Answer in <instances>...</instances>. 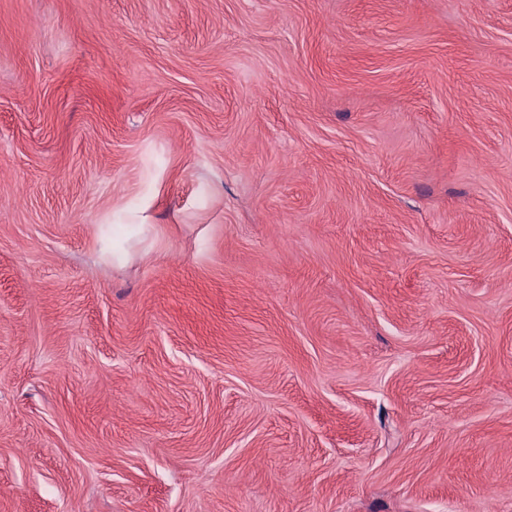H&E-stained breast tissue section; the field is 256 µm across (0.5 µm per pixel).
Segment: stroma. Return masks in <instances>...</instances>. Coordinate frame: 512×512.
Returning a JSON list of instances; mask_svg holds the SVG:
<instances>
[{
    "instance_id": "stroma-1",
    "label": "stroma",
    "mask_w": 512,
    "mask_h": 512,
    "mask_svg": "<svg viewBox=\"0 0 512 512\" xmlns=\"http://www.w3.org/2000/svg\"><path fill=\"white\" fill-rule=\"evenodd\" d=\"M0 512H512V0H0Z\"/></svg>"
}]
</instances>
